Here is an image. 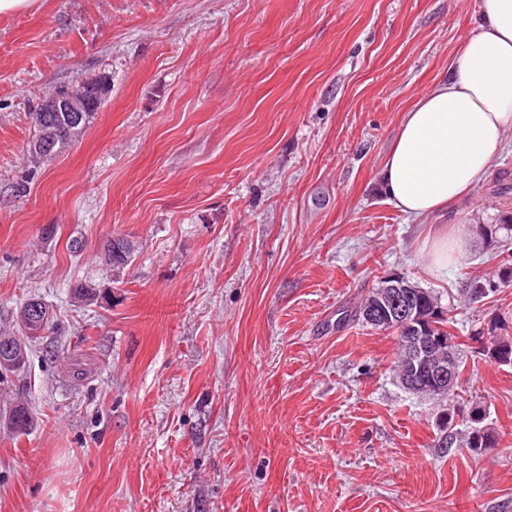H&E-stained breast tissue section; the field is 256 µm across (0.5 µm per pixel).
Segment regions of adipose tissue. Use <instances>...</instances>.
<instances>
[{"label":"adipose tissue","instance_id":"obj_1","mask_svg":"<svg viewBox=\"0 0 512 512\" xmlns=\"http://www.w3.org/2000/svg\"><path fill=\"white\" fill-rule=\"evenodd\" d=\"M512 130V0H482L477 30L457 46L446 79L404 113L379 187L418 221L452 212L484 182Z\"/></svg>","mask_w":512,"mask_h":512}]
</instances>
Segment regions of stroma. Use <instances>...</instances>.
<instances>
[{
    "label": "stroma",
    "mask_w": 512,
    "mask_h": 512,
    "mask_svg": "<svg viewBox=\"0 0 512 512\" xmlns=\"http://www.w3.org/2000/svg\"><path fill=\"white\" fill-rule=\"evenodd\" d=\"M481 0H38L0 15V331L55 322L0 383V512H512V260L476 187L415 224L378 188L402 115L448 75ZM106 80L83 136L29 154L31 114ZM467 247L430 272L438 232ZM134 253L120 278L114 237ZM78 242L71 251L70 242ZM433 291L467 360L454 403L496 447L444 450L442 408L405 389L394 335L342 321L385 276ZM94 288L78 303L73 286ZM85 374L75 378L74 363ZM113 240H117L120 243L118 253H116L112 247ZM133 251L134 249L127 239L120 237L113 238L105 252V262L112 267V272L119 274L131 261ZM512 283V264L503 266L497 273V280L493 278H484L480 275H475L466 278L462 282V294L469 300L480 301L488 297L491 293H495L498 288ZM42 304L46 307L43 302ZM42 304L36 299H30V301L24 304V306L19 310V318L26 322L28 326L33 327V330H29V332L33 335L41 334L40 331L47 322V316L45 315L46 309ZM47 311L49 314V320L46 329L49 328V324L52 318L48 308Z\"/></svg>",
    "instance_id": "stroma-1"
}]
</instances>
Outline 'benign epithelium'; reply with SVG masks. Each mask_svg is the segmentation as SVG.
<instances>
[{
    "mask_svg": "<svg viewBox=\"0 0 512 512\" xmlns=\"http://www.w3.org/2000/svg\"><path fill=\"white\" fill-rule=\"evenodd\" d=\"M47 112H64L72 123L82 118V109L78 103L76 92L64 90L54 96L45 108ZM414 285L403 277H394L386 285L382 295L374 297L370 308L366 311V319L373 324L395 321L403 330L404 344L409 348L406 379L413 380L420 370L429 372V380L435 386L446 387L455 379L452 356L446 355V347L451 345L443 336H434L432 331L437 327L436 321L445 317L439 305L433 306L429 320L419 317L418 311L411 301ZM46 309L40 301H28L19 310V318L33 327L31 334H40L47 322Z\"/></svg>",
    "mask_w": 512,
    "mask_h": 512,
    "instance_id": "benign-epithelium-1",
    "label": "benign epithelium"
}]
</instances>
